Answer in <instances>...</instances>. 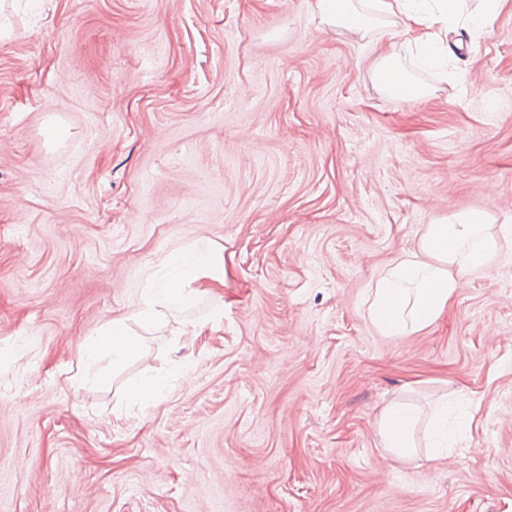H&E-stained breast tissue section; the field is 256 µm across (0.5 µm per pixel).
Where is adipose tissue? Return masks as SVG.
<instances>
[{"label": "adipose tissue", "mask_w": 512, "mask_h": 512, "mask_svg": "<svg viewBox=\"0 0 512 512\" xmlns=\"http://www.w3.org/2000/svg\"><path fill=\"white\" fill-rule=\"evenodd\" d=\"M459 0H367L359 10L350 0H316L321 20L341 32L369 29L373 16L394 15L398 21L389 31L391 41L414 43L422 49V62L441 65L445 50L440 46L436 25L452 24ZM374 78L382 92L425 102L427 92L414 84L398 65L395 55L377 59ZM492 219L473 210L427 224L417 250L398 255L375 276L365 299L366 316L382 335L400 336L420 332L433 325L449 303L461 292L463 273L484 267L494 255L497 242L488 227ZM224 256L212 242L199 240L172 251L164 259L158 276L148 281L134 303L131 319L143 329L159 328L173 313L181 311L201 289L223 284ZM125 319L112 320L88 340L86 352L112 354L113 363L133 356L140 342ZM419 422L418 412L406 405H391L379 422V435L387 450L409 457Z\"/></svg>", "instance_id": "adipose-tissue-1"}]
</instances>
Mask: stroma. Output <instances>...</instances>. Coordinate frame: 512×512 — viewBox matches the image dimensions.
I'll return each mask as SVG.
<instances>
[{
	"instance_id": "stroma-1",
	"label": "stroma",
	"mask_w": 512,
	"mask_h": 512,
	"mask_svg": "<svg viewBox=\"0 0 512 512\" xmlns=\"http://www.w3.org/2000/svg\"><path fill=\"white\" fill-rule=\"evenodd\" d=\"M445 41L444 75L396 48L421 105L374 80L385 26L313 0H0V512H512V233L424 331L363 307L425 224L512 226V0ZM200 238L223 287L86 360ZM446 398L452 449L383 448ZM349 0H317L321 21L340 32L364 33L373 19L356 8ZM418 422L419 413L415 409L400 403L391 405L379 422L384 448L397 457H409L415 448L413 437Z\"/></svg>"
}]
</instances>
